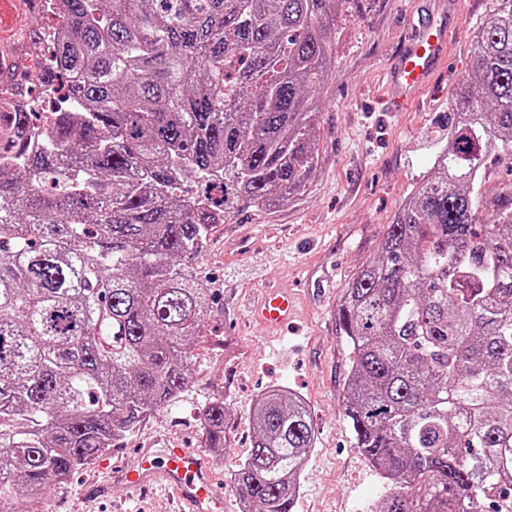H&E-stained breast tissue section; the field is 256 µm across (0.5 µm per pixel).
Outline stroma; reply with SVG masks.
Instances as JSON below:
<instances>
[{
	"mask_svg": "<svg viewBox=\"0 0 512 512\" xmlns=\"http://www.w3.org/2000/svg\"><path fill=\"white\" fill-rule=\"evenodd\" d=\"M493 0H345L330 23L331 76L321 93L319 164L308 189L287 205L260 213L246 206L215 225L187 261L211 288L212 313L195 341L185 391L155 412L99 465L76 471L23 512H172L156 493L124 499L114 482L139 448L168 440L201 445L199 410L220 395L229 409L222 461L208 460L224 491L226 512H241L229 477L251 448L250 409L258 396L283 387L308 404L316 432L300 476L294 512H372L385 491L378 471L353 446L343 411L349 350L336 310L357 271L379 252L410 189L426 175L448 140V96L473 68L471 42ZM448 21L454 35L432 83L402 111L389 73L424 15ZM288 290L295 318L288 327L252 319L249 307L269 287Z\"/></svg>",
	"mask_w": 512,
	"mask_h": 512,
	"instance_id": "1",
	"label": "stroma"
}]
</instances>
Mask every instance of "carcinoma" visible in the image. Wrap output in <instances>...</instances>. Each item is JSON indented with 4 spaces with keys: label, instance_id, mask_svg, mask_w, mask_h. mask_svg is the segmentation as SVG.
I'll list each match as a JSON object with an SVG mask.
<instances>
[{
    "label": "carcinoma",
    "instance_id": "1",
    "mask_svg": "<svg viewBox=\"0 0 512 512\" xmlns=\"http://www.w3.org/2000/svg\"><path fill=\"white\" fill-rule=\"evenodd\" d=\"M42 70L76 108L0 128V512L42 498L186 389L213 300L186 264L239 203L303 193L318 164L329 19L342 0H60ZM473 35L448 143L336 320L343 410L387 491L374 512H512V0ZM193 178L202 192L178 194ZM224 398L201 407L226 448ZM231 475L246 512H292L311 413L255 402Z\"/></svg>",
    "mask_w": 512,
    "mask_h": 512
}]
</instances>
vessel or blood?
Returning a JSON list of instances; mask_svg holds the SVG:
<instances>
[{
	"mask_svg": "<svg viewBox=\"0 0 512 512\" xmlns=\"http://www.w3.org/2000/svg\"><path fill=\"white\" fill-rule=\"evenodd\" d=\"M41 0H0V88L19 84L33 50ZM448 33L433 22L420 24L402 49L394 75L401 95L422 90L445 55ZM292 303L287 294L267 292L256 316L266 323L287 321ZM124 488L136 492L161 490L176 505L175 512H224V496L202 454L193 448L168 445L140 449L135 463L121 475Z\"/></svg>",
	"mask_w": 512,
	"mask_h": 512,
	"instance_id": "obj_1",
	"label": "vessel or blood"
}]
</instances>
